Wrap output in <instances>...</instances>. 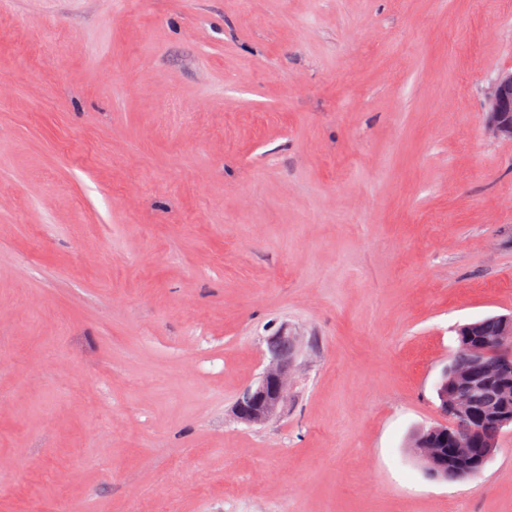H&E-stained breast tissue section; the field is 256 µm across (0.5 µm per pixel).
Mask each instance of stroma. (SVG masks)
I'll list each match as a JSON object with an SVG mask.
<instances>
[{
	"label": "stroma",
	"instance_id": "obj_1",
	"mask_svg": "<svg viewBox=\"0 0 512 512\" xmlns=\"http://www.w3.org/2000/svg\"><path fill=\"white\" fill-rule=\"evenodd\" d=\"M510 68L512 0H0V512H512V431L409 446L512 314ZM486 133L497 140H512V69L498 74L487 101ZM267 344L262 372L240 393L235 404L236 417L249 426L267 423L287 405L300 336H288V329L283 328L274 336H269Z\"/></svg>",
	"mask_w": 512,
	"mask_h": 512
}]
</instances>
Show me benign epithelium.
<instances>
[{
	"mask_svg": "<svg viewBox=\"0 0 512 512\" xmlns=\"http://www.w3.org/2000/svg\"><path fill=\"white\" fill-rule=\"evenodd\" d=\"M486 133L497 140H512V69L498 74L487 101L485 122ZM502 339L494 347H488L473 339L477 325L469 324L460 328L463 342L470 351V368L460 374L446 367L440 377V397L448 394V379L461 378L474 390L494 388L501 395V402L493 408L477 411L473 401L468 399L458 403H446L441 409L444 421L430 428V437H453L455 418L467 417L477 422L491 421L498 430L512 428V405L508 394L512 391V318L503 317ZM268 351L264 368L257 379L238 396L235 415L249 426L263 425L278 416L288 403V393L292 385V367L300 347V337L288 335L283 328L268 337ZM495 452V443L483 449L482 456L460 463L458 477L461 480L479 476L486 468ZM419 461L427 474L434 477L436 470L446 464L443 449L430 446L419 449Z\"/></svg>",
	"mask_w": 512,
	"mask_h": 512,
	"instance_id": "1",
	"label": "benign epithelium"
}]
</instances>
